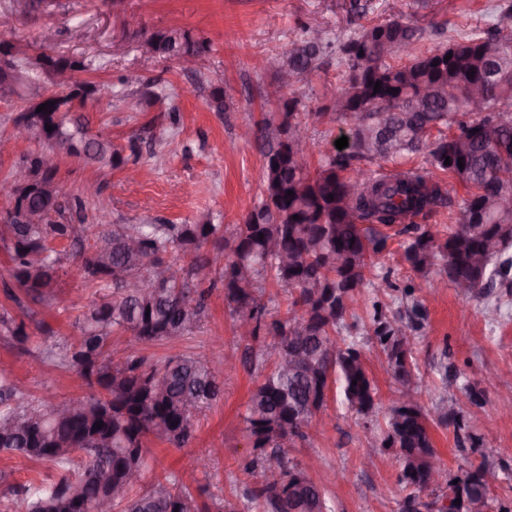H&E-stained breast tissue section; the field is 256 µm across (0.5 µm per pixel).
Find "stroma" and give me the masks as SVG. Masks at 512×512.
<instances>
[{
	"label": "stroma",
	"instance_id": "1",
	"mask_svg": "<svg viewBox=\"0 0 512 512\" xmlns=\"http://www.w3.org/2000/svg\"><path fill=\"white\" fill-rule=\"evenodd\" d=\"M365 22L398 18L421 29L422 49L448 42L443 21L455 23L459 35L480 32L497 21L498 0H361ZM350 0H0V20H9L10 36L30 53H39L46 28L58 32L56 51L100 62L96 71L77 73L80 81L112 83V97L87 102L84 113L95 131H103L119 147L135 143L129 166L137 170L139 185L128 191L124 169H111L65 156L55 181L64 196L80 194L86 184L99 186L98 195L87 198L85 214L94 233L110 231L116 224H189L204 212L215 223L230 227L258 203L262 192L263 152L275 142L274 128L263 122L272 115L264 91L278 76L279 63L297 38L301 26H318L330 38L351 32ZM180 27L194 38L210 43L208 64L200 73L184 71L172 59L143 55L139 44L145 33ZM136 70L155 81L162 104L147 106L144 90L122 85L120 79ZM343 68L336 55L325 58L320 77L296 86L299 111L309 113L313 142L311 168L324 155L335 153V142L345 135L342 122H321L312 114L323 107L322 83L341 85ZM224 95V109L212 111L214 91ZM181 115L172 126L167 112ZM400 237H391L376 258L340 330L342 337L358 340L382 399L396 389L381 367L380 347L364 337L372 313V298L391 303L393 291L374 293L372 283L389 277L398 286H410V304L422 313L416 333L414 357L422 379L421 403L427 413L434 445L449 476L485 466L492 505L512 500V294L498 298L462 300L453 288L433 293L426 276L402 259ZM68 254L55 284L59 312L47 311L29 299L14 302L5 293L12 286L10 261L0 241V311L24 321L31 336L19 346L0 334V367L11 370L27 398L48 397L58 404L87 396L89 389L72 369L45 359L43 348L62 346L77 337L75 321L102 296L90 285L82 269L80 251L62 243ZM271 337L237 336L223 286L209 293L199 329L171 342L145 350L161 358L189 353L197 356L221 349L238 361V370L222 379L224 394L195 422V440L182 448L149 444L147 479L175 475L198 501L242 502L245 491L257 489L262 479L244 472L255 454L245 432L242 414L248 392L261 372L251 367L255 351L270 347ZM482 391L480 404L461 397L465 386ZM459 397L467 438H457L453 426L438 421L437 406L444 394ZM494 423L505 456L483 459L473 443L486 423ZM376 427L348 411L333 398L309 443L285 448L284 456L305 462L318 456L319 468L312 479L322 486L334 512H397L410 493L398 480L393 450L372 447ZM0 503L19 512L16 488L30 480L50 477L51 466L0 454Z\"/></svg>",
	"mask_w": 512,
	"mask_h": 512
}]
</instances>
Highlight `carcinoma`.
Listing matches in <instances>:
<instances>
[{"label":"carcinoma","instance_id":"carcinoma-1","mask_svg":"<svg viewBox=\"0 0 512 512\" xmlns=\"http://www.w3.org/2000/svg\"><path fill=\"white\" fill-rule=\"evenodd\" d=\"M512 21V3L498 6L495 27L439 48L419 51L422 33L388 19L336 43L324 32L305 26L284 55L279 80L286 102L277 113V140L264 154L263 192L259 202L224 232L211 213L192 224H114L96 238L84 262L85 277L112 296L94 303L76 327L77 339L63 346L47 345L45 358L75 370L92 393L62 406L23 401V390L11 373L0 368V452L50 464L56 476L24 488V512H72L71 500L59 493L68 487L97 512L107 495L103 480L125 488L113 506L121 512H210L176 478L156 480L137 494L147 469V441L154 438L182 447L194 436V416L220 396L215 362L191 354L152 361L142 347L171 341L199 327L204 283L220 279L224 299L236 327L255 321L249 337L264 334L276 340L274 363L249 391L243 422L257 454L245 470L261 471L265 482L243 506L224 501V512H332L325 491L303 466L282 455L284 441H308L317 417L327 408L329 394L339 389L347 407L368 418L384 413L385 428L373 447L396 450L399 482L413 489L410 504L427 507L420 493L438 489L433 481L438 458L426 414L415 398L419 371L414 359L416 310L389 312L372 300L369 339L381 348L386 371L402 387L399 396L383 402L360 346L339 336L365 271L382 253L396 224L404 235L403 260L416 272L432 277L436 286L455 289L467 284L463 298H481L495 288L512 293V205L485 210L477 224L472 212L492 196L512 199V35L499 28ZM154 53L180 59L207 54L210 45L179 27L149 35ZM336 48L344 67L343 87L336 91L332 111L317 118L349 125L348 146L327 157L315 171L307 163L308 145L295 149L284 135L291 126L305 130L293 87L322 69L326 51ZM9 55L21 78L15 96L30 105L39 98L52 103L29 136L42 146L57 142L67 155L102 166L121 168L119 148L100 134H89L77 108L104 84L76 82L73 75L100 68L93 60L61 52L28 53L18 43L0 38V54ZM449 60H444L447 55ZM67 81H54L60 73ZM473 76H468V73ZM66 91L48 94L43 83ZM381 91L374 92L375 83ZM482 87L483 102L474 108L469 91ZM53 126L46 131V125ZM438 131L435 138L424 128ZM424 156L430 171L402 168V159ZM463 159L464 167L458 166ZM451 164H445V160ZM386 161L394 168L383 175L362 164ZM23 164L34 175L31 186H15L25 211L38 215L33 223L13 217L0 223L6 242L10 275L34 303L46 310L58 306L53 289L63 253L55 240L78 244L93 225L79 217L73 232L66 212H82L85 200H59L56 171L42 172V153ZM438 171L462 184L468 195L459 205L455 223L442 234L415 218L426 217L452 203L451 191L433 179ZM209 243L212 252L199 256ZM176 250L194 255L187 270L177 269L169 256ZM137 280L138 288L127 283ZM270 282L288 291L285 315L273 314L262 296ZM128 336L122 356L112 357V336ZM0 333L24 345L30 339L25 322L0 313ZM299 357L295 367L281 368L280 357ZM357 384H352V381ZM440 409L439 422L465 427L457 399ZM103 423L97 428L96 423ZM136 472L132 483L126 473ZM446 487L460 500L453 512H472L474 500L491 501L487 471L466 472Z\"/></svg>","mask_w":512,"mask_h":512}]
</instances>
